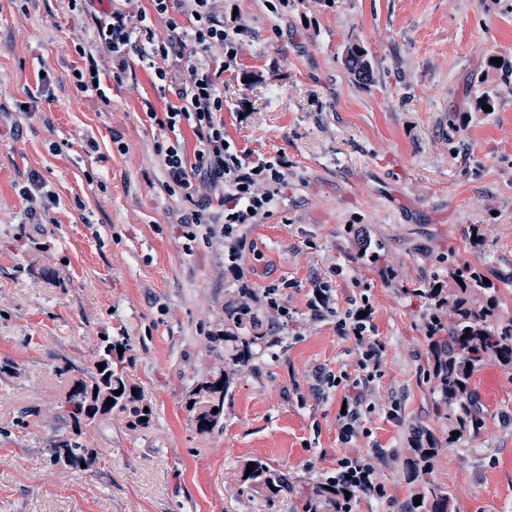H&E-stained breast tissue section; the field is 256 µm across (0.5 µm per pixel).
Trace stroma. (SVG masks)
Segmentation results:
<instances>
[{
    "instance_id": "35a3bbf8",
    "label": "stroma",
    "mask_w": 512,
    "mask_h": 512,
    "mask_svg": "<svg viewBox=\"0 0 512 512\" xmlns=\"http://www.w3.org/2000/svg\"><path fill=\"white\" fill-rule=\"evenodd\" d=\"M112 7L0 0V365L13 366L0 374V512H305L338 458L372 448L395 453L379 466L387 495L361 497L355 512H400L417 492L405 480L411 441L425 432L438 442L428 478L448 489L450 512H512V370L474 374L482 434L449 442L428 304L407 293L447 278L452 253L495 283L498 317L512 319V0H216L225 27L241 30L235 59L210 51L224 66V135L250 162L285 164L269 215L236 228L240 278L222 236L202 226L193 244L183 238L190 204L166 190L157 149L193 155V124L162 126L175 94L137 55L113 61L101 36ZM352 42L371 82L345 65ZM92 63L99 95L75 83ZM475 227L480 252L467 245ZM363 236L383 245L392 277L360 259ZM243 285L275 291L277 308L259 311L272 345L236 373L221 427L202 435L186 401L223 366L209 338ZM317 288L334 315L312 317ZM362 293L384 363L366 433L345 445L343 395L316 396L311 373L358 378L359 352L336 323ZM105 329L125 341L154 426L113 421L86 438L92 467L52 466L66 426L49 408L69 389L53 368L91 373ZM255 458L292 493L270 502L244 483Z\"/></svg>"
}]
</instances>
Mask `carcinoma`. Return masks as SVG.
I'll use <instances>...</instances> for the list:
<instances>
[{"label": "carcinoma", "instance_id": "cac0c4a2", "mask_svg": "<svg viewBox=\"0 0 512 512\" xmlns=\"http://www.w3.org/2000/svg\"><path fill=\"white\" fill-rule=\"evenodd\" d=\"M345 63L358 77L369 78L372 65L366 50L359 45L348 47ZM451 278L459 277L457 287L436 288L439 276L423 288H411L409 293L428 300L425 316L427 340L432 360V373L437 381L441 396L437 409L448 408V420L457 438L475 440L481 435L485 409L471 388V379L476 371L493 360L502 368L512 370V322L501 323L496 317L498 299L493 284H485L484 274L476 267L462 265L448 267ZM249 289L240 288L237 302L228 310L233 327L224 334L212 337V351L221 355V350L231 349L230 369L220 375L199 382L192 392L188 410L196 430L210 433L220 425L224 414V396L230 388L231 376L241 370L257 355L256 348L266 349V332L253 320L248 304ZM121 343L110 335L101 340L98 360L103 365L90 376L70 379V387L62 409V419L68 424L69 432L54 438L50 464H63L73 469L90 466L95 462L93 450L82 443L86 431L99 427L112 418H120L131 429L147 428L152 422V412L144 411L140 395L132 394V382L123 355L117 347ZM120 394H115V391ZM113 404L106 405V400ZM218 412H213V409ZM147 421H141V418ZM416 459L407 472L410 482L424 483L419 493L420 505L414 501L406 504L404 512H448V490L432 484L426 475L430 462L437 453V444L430 435L413 449ZM252 472L242 477L243 482L265 491L268 500L273 501L291 493L288 481L260 460L250 462ZM316 501L312 506L326 512H336V482L315 489Z\"/></svg>", "mask_w": 512, "mask_h": 512}]
</instances>
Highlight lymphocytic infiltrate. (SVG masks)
<instances>
[{"label": "lymphocytic infiltrate", "instance_id": "1", "mask_svg": "<svg viewBox=\"0 0 512 512\" xmlns=\"http://www.w3.org/2000/svg\"><path fill=\"white\" fill-rule=\"evenodd\" d=\"M157 14L166 16L167 31L163 38L145 31L141 17L113 9L111 21L104 32L105 41L118 59L136 54L144 60L161 59L184 65L186 79L175 95L177 101L169 105L165 124L176 129L182 119L193 122V131L199 147L193 158H186L180 144L158 149L168 190H180L193 209L185 220L187 240H195L196 224L201 223L212 204L224 209V236L230 237L235 225L253 224L267 216L275 199L283 173L277 163L266 161L253 164L232 149L224 136V123L218 114L223 101L217 94L218 71L208 54L209 49L234 43L236 30L226 29L213 12L212 0H182L190 14L196 15L194 32H187L180 22L169 18L170 0H153ZM205 183L216 194V201L195 199L197 183ZM241 243L229 245L230 261H237ZM368 297H361L347 322L341 323L343 334L353 336L360 353L362 371L359 385H367L382 372V347L374 338V324L368 312ZM336 496L345 512H351L360 496L385 497L384 485L379 481L375 466L358 457H343L336 462Z\"/></svg>", "mask_w": 512, "mask_h": 512}]
</instances>
